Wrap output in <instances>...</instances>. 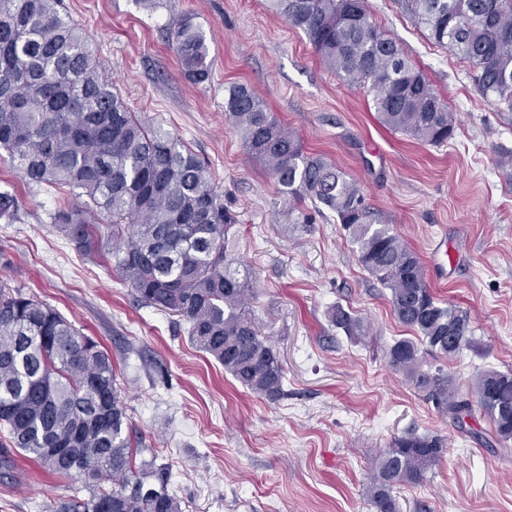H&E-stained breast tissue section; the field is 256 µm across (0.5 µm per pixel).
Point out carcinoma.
Segmentation results:
<instances>
[{
  "mask_svg": "<svg viewBox=\"0 0 512 512\" xmlns=\"http://www.w3.org/2000/svg\"><path fill=\"white\" fill-rule=\"evenodd\" d=\"M305 34L321 62L371 96L378 120L431 146L448 144L457 116L399 43L377 29L366 0H267ZM438 46L466 60L484 96L512 111V0H401ZM59 0H0V149L28 181L66 188L83 206L54 215L77 249L90 253L100 228L139 302L188 323L190 342L257 397L288 396L285 371L251 315L254 286L230 248L238 216L224 206L203 160L158 124L143 121L112 90L88 38L58 10ZM169 45L185 77L211 78L206 35L190 14L171 19ZM224 112L247 154L285 200L310 201L336 215L358 264L390 290L395 317L426 350L452 357L476 347L468 312L440 302L417 253L380 223L360 184L271 112L248 85L232 84ZM102 217L100 226L87 220ZM332 326L347 337L370 325L337 304ZM389 365L460 429L479 414L496 440H512V372L481 371L469 393L442 369L424 368L420 348L398 339ZM0 468L11 452L47 472L76 478L56 512H182L166 467L132 425L109 354L56 309L0 280ZM447 452L439 436L407 432L375 461L369 503L399 512L393 489L418 485Z\"/></svg>",
  "mask_w": 512,
  "mask_h": 512,
  "instance_id": "1",
  "label": "carcinoma"
}]
</instances>
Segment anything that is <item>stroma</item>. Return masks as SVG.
Wrapping results in <instances>:
<instances>
[{"mask_svg": "<svg viewBox=\"0 0 512 512\" xmlns=\"http://www.w3.org/2000/svg\"><path fill=\"white\" fill-rule=\"evenodd\" d=\"M377 28L396 38L458 117L452 140L423 145L385 129L370 97L327 70L305 35L266 0H61L62 15L91 41L131 111L160 123L205 162L240 222L232 248L248 269L261 336L286 372L287 398L271 403L196 349L180 318L146 307L113 268L112 240L86 254L53 214L65 189L26 183L0 150V278L57 309L109 353L132 422L169 466L183 512H374L367 490L380 451L407 430L443 437V461L419 485L395 489L401 512H512V441L485 420L455 427L392 369L385 349L412 332L390 294L357 263L331 212L281 196L224 116V91L251 86L303 139L308 153L343 168L385 224L418 254L435 296L467 310L485 349L440 365L460 390L483 369L512 372V112L483 96L471 68L433 44L398 0H367ZM189 13L214 59L194 84L168 42ZM447 239V276L431 244ZM362 317L355 341L331 327L332 304ZM76 481L18 455L0 474V512H55Z\"/></svg>", "mask_w": 512, "mask_h": 512, "instance_id": "stroma-1", "label": "stroma"}]
</instances>
